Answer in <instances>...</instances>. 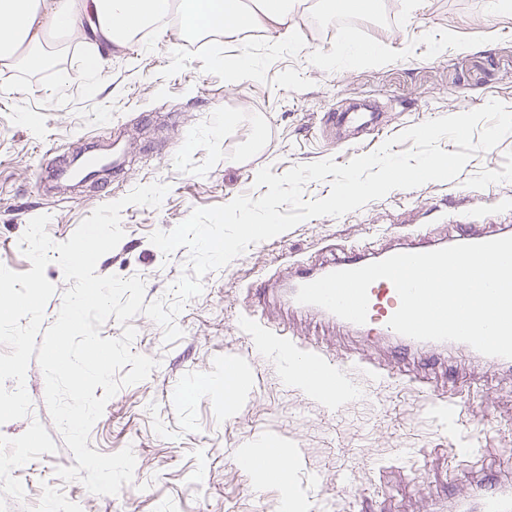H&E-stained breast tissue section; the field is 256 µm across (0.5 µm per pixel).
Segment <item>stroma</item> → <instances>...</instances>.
I'll list each match as a JSON object with an SVG mask.
<instances>
[{
	"mask_svg": "<svg viewBox=\"0 0 512 512\" xmlns=\"http://www.w3.org/2000/svg\"><path fill=\"white\" fill-rule=\"evenodd\" d=\"M488 0H378L375 18L351 24L360 42L386 47L376 63L320 68L318 54L340 45L344 27L334 12L312 9L298 48H271L270 34L252 28L227 36L190 33L173 23L148 41L105 46V76L86 91L77 74L82 46L57 48L51 62L32 71L0 70V264L30 270L19 240L29 221L48 215L54 242L68 240L108 199L159 182L169 191L156 208L130 205L121 213L124 237L100 258L99 275L145 282V300L167 297L187 270L189 252L164 255L150 241L197 208L259 197L257 172L281 175L296 165L331 159L349 162L425 121L480 108L497 100L512 110V18L488 12ZM250 53L263 70L258 80L228 81L227 58ZM384 107L388 128L357 149H345L317 129L324 112L351 103ZM150 110L154 128L131 127ZM237 115L223 138L211 133L216 114ZM121 132L125 173L112 175V194L96 184L67 193L47 191L49 159L82 150L87 136L106 127ZM512 206V135L474 154L454 180L395 189L340 217L305 220L249 246L202 278L201 293L175 317L182 337L166 342L164 329L135 316L133 353L157 360L143 381L122 387L93 425L88 448L113 454L132 448L131 483L115 495L90 493L63 481L56 468L75 463L45 402V378L30 362V414L0 425V512H46L57 498L67 512H283L286 494L276 484L255 489V475L238 453L274 441L304 452L307 464L290 477L306 512H424L427 500L469 493L467 474L489 483L512 481V369L487 368L463 350L400 353L392 341L368 349L362 333L316 313L289 311L281 298L261 292L269 277L288 281L298 265L320 266L364 244L426 227L439 238L457 234L440 210H467L505 221L494 200ZM285 328L328 354L369 352L393 363L400 377L369 387L365 397L328 407L287 385L278 366L257 347L248 316ZM241 359L249 388L233 409L224 407V358ZM455 393L474 420L453 423L447 409L430 410L414 384Z\"/></svg>",
	"mask_w": 512,
	"mask_h": 512,
	"instance_id": "obj_1",
	"label": "stroma"
}]
</instances>
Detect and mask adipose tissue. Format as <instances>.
<instances>
[{
  "mask_svg": "<svg viewBox=\"0 0 512 512\" xmlns=\"http://www.w3.org/2000/svg\"><path fill=\"white\" fill-rule=\"evenodd\" d=\"M186 25L233 35L252 27L273 29L278 39L297 43L305 0H189ZM171 0H0V65L40 69L56 33L82 44L80 77L94 89L108 60L101 42L125 45L137 28L157 24Z\"/></svg>",
  "mask_w": 512,
  "mask_h": 512,
  "instance_id": "obj_1",
  "label": "adipose tissue"
}]
</instances>
